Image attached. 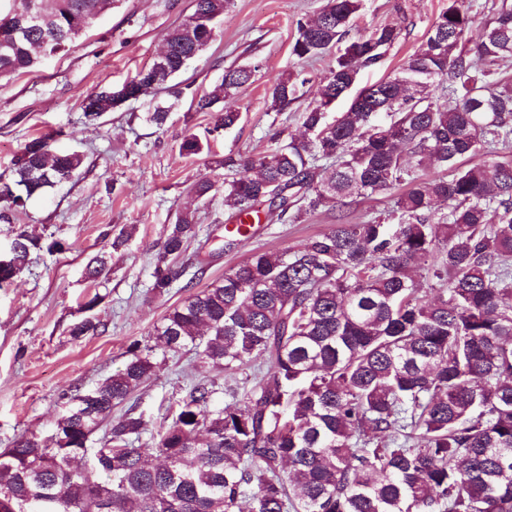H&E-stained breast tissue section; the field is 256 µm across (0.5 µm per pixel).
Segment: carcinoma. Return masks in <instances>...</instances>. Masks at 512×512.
Segmentation results:
<instances>
[{"label":"carcinoma","instance_id":"obj_1","mask_svg":"<svg viewBox=\"0 0 512 512\" xmlns=\"http://www.w3.org/2000/svg\"><path fill=\"white\" fill-rule=\"evenodd\" d=\"M112 2L26 0L45 23L0 40V76L28 72L38 51H66ZM228 4L193 0L164 37V56L124 84L179 99L172 80L205 50L202 34ZM361 8L362 0H326L315 18L297 21L295 57L337 49L319 100L301 112L308 138L254 161L225 157L224 207L241 220L269 202L298 223L401 186L393 210L334 224L293 252L256 251L168 309L157 343H131L120 370L68 398L53 444L32 432L0 452V512H512V157L499 152L512 142V79L494 67L512 58V3L502 0L473 40L467 0H448L400 70L362 88L361 70L381 65L401 29L381 25L346 41ZM252 76L231 66L198 98L199 112L224 102L210 132L238 125L227 98ZM305 83L278 75L269 110H287ZM348 95V110L328 120ZM83 107L98 115L119 105L109 86ZM479 153L491 159L458 165ZM82 163L35 139L15 161L16 184L29 199L72 180ZM423 168L451 174L422 178ZM442 203L448 213L434 223ZM198 231L191 211L170 225L154 260L155 293L185 275L180 258ZM61 248L18 233L14 274L31 253ZM430 258L439 291L429 300L410 271ZM107 269L104 252L85 277ZM99 327L85 318L69 335ZM189 346L203 367L234 373L263 356L269 369L222 407L215 383L200 378L152 432L125 404L154 375L156 348Z\"/></svg>","mask_w":512,"mask_h":512}]
</instances>
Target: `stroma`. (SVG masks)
I'll return each instance as SVG.
<instances>
[{
    "mask_svg": "<svg viewBox=\"0 0 512 512\" xmlns=\"http://www.w3.org/2000/svg\"><path fill=\"white\" fill-rule=\"evenodd\" d=\"M324 0H230L214 40L179 76L186 89L179 100L163 91L152 100L132 101L92 120L82 99L123 83L148 66L165 35L192 12L191 0H115L110 11L75 39L63 54L41 58L31 72L0 78V252L8 253L18 232L53 238L61 251L35 252L27 267L0 288V450L22 434H49L65 410V397L97 387L120 370L128 345L147 339L167 310L223 278L253 251H293L327 231L337 219L357 224L387 216L392 194L349 200L342 213L322 211L298 224L283 221L279 209L257 205L251 219L259 231L224 248V227L236 217L224 207V158L255 159L275 141L303 140L299 114L319 97L320 80L333 64L332 54L305 61L291 54L296 22L315 17ZM448 0H363L350 30L358 37L379 25H396L400 40L383 64L361 72V84L395 73L420 45ZM249 66V86L232 100L241 120L211 139L200 154L182 150L185 137L205 136L219 112H200L196 98L210 93L230 66ZM302 74L292 109L269 111L271 80L279 73ZM169 106L163 125L148 118L151 102ZM55 137V149L79 152L80 174L42 197L15 206L7 188L14 185V163L24 146ZM215 186L194 199L202 178ZM193 211L200 227L182 256L191 288L174 287L164 295L151 290L153 263L170 224ZM127 241L112 248L113 239ZM110 253L109 270L98 282L84 277L96 255ZM102 301L94 315L104 331L72 339L69 327L84 318L83 304ZM266 369L248 362L236 376L201 370L193 349L168 355L137 392L150 429L169 424L177 401L199 375L225 392L243 396Z\"/></svg>",
    "mask_w": 512,
    "mask_h": 512,
    "instance_id": "1",
    "label": "stroma"
}]
</instances>
